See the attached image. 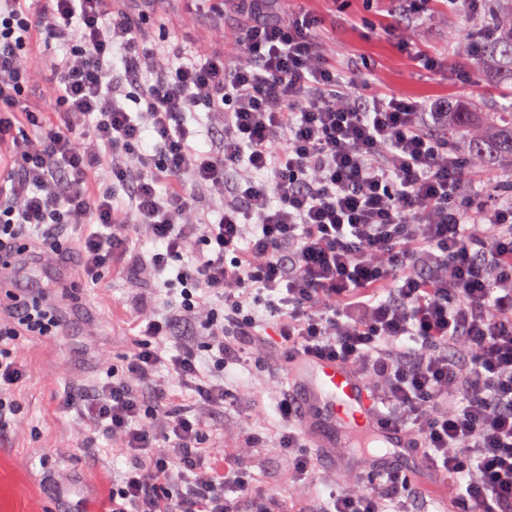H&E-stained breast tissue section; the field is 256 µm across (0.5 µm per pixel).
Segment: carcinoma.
<instances>
[{
    "mask_svg": "<svg viewBox=\"0 0 512 512\" xmlns=\"http://www.w3.org/2000/svg\"><path fill=\"white\" fill-rule=\"evenodd\" d=\"M489 28L493 39L485 43L477 62L496 74L512 76V17H505L494 0L484 3L470 21V30L475 33ZM448 144L475 166L512 164V104L506 111L492 113L489 119L459 108L448 121Z\"/></svg>",
    "mask_w": 512,
    "mask_h": 512,
    "instance_id": "1",
    "label": "carcinoma"
}]
</instances>
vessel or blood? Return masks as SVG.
Listing matches in <instances>:
<instances>
[{
  "label": "vessel or blood",
  "mask_w": 512,
  "mask_h": 512,
  "mask_svg": "<svg viewBox=\"0 0 512 512\" xmlns=\"http://www.w3.org/2000/svg\"><path fill=\"white\" fill-rule=\"evenodd\" d=\"M290 380L304 391V412L300 417L303 430L312 431L314 419L319 418L332 429L367 438L381 449L373 457L381 469L389 461L388 450L403 454L410 448L407 434L382 426L376 395L349 367L327 358L299 356Z\"/></svg>",
  "instance_id": "b4317fda"
}]
</instances>
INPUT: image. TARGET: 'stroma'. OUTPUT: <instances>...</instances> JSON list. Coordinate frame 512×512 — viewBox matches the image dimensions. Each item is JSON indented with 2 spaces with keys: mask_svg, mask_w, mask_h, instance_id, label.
Wrapping results in <instances>:
<instances>
[{
  "mask_svg": "<svg viewBox=\"0 0 512 512\" xmlns=\"http://www.w3.org/2000/svg\"><path fill=\"white\" fill-rule=\"evenodd\" d=\"M117 8L137 22L146 40L173 30L188 51L218 45L221 33L238 34L252 23L231 0L220 17L192 9L188 0H170L160 18L141 17L138 0H119ZM301 11L316 19L328 60L341 74L340 91L355 100L395 93L429 106L464 101L474 112L512 101V81L491 77L455 51L471 16L462 0H428L417 12L409 0H272L269 7L282 20ZM428 58L441 60L445 70L427 69ZM78 247V235L69 231L59 254H20L0 288L2 318L11 314V294L23 292L47 295L64 318L59 335L23 341L27 375L17 392L24 411L0 426V512H109L112 488L130 467L126 457L108 455L111 437L79 440L77 410L62 407L59 397L65 389L91 385L119 363L135 344L136 305L158 291L120 260L96 285L75 276L58 279L54 263L75 268ZM272 380L289 391L283 350L270 342L245 348L242 360L226 369L224 410L210 425L217 447L236 458L251 484L284 499L292 492L288 458L269 448L282 429L278 398L268 389ZM254 422L266 447L249 448L242 440ZM367 464V453L358 448L318 455V491L329 494L328 483L339 470L353 474Z\"/></svg>",
  "mask_w": 512,
  "mask_h": 512,
  "instance_id": "1",
  "label": "stroma"
}]
</instances>
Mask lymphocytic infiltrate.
<instances>
[{
  "instance_id": "obj_1",
  "label": "lymphocytic infiltrate",
  "mask_w": 512,
  "mask_h": 512,
  "mask_svg": "<svg viewBox=\"0 0 512 512\" xmlns=\"http://www.w3.org/2000/svg\"><path fill=\"white\" fill-rule=\"evenodd\" d=\"M237 2L252 24L189 53L143 47L112 0H0V252L58 253L70 229L84 281L122 259L174 299L163 316L141 301L122 363L61 397L79 409L78 437L112 435L131 462L111 512H281L206 424L240 340L269 331L373 388L382 423L453 487L451 512H512V206L464 222L466 163L426 130L447 128V107L346 98L308 15L272 20L269 0ZM40 37L67 48L47 66L55 122L25 100ZM140 232L154 243L145 254L131 250ZM181 318L204 325V350L168 353ZM59 326L46 299L14 296L0 321V421L20 412L19 339ZM173 381L193 391L194 413L169 409ZM279 413L273 449L289 483L307 485L313 457L288 399ZM425 493L393 467L290 512H414Z\"/></svg>"
}]
</instances>
